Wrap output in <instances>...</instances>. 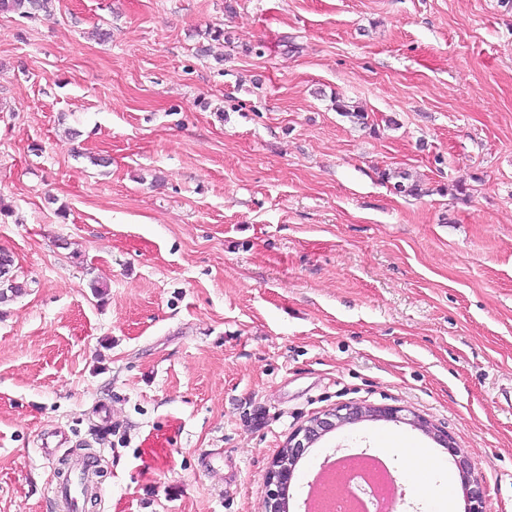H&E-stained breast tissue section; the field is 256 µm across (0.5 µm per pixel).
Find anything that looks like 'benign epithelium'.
<instances>
[{"label":"benign epithelium","mask_w":512,"mask_h":512,"mask_svg":"<svg viewBox=\"0 0 512 512\" xmlns=\"http://www.w3.org/2000/svg\"><path fill=\"white\" fill-rule=\"evenodd\" d=\"M400 412L401 409L395 406H364L348 402L311 417L306 424L294 430L288 437L287 445L272 460L265 477L266 491L261 505L262 512H288V505L284 500L285 490L292 483L294 469L310 445L338 426L363 420L396 421ZM434 437L455 457V463L463 474L468 512H484L485 479L476 475L475 466L468 457L457 456L448 435L438 432Z\"/></svg>","instance_id":"benign-epithelium-1"}]
</instances>
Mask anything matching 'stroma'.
Returning <instances> with one entry per match:
<instances>
[{
	"label": "stroma",
	"instance_id": "35a3bbf8",
	"mask_svg": "<svg viewBox=\"0 0 512 512\" xmlns=\"http://www.w3.org/2000/svg\"><path fill=\"white\" fill-rule=\"evenodd\" d=\"M0 200L26 285L0 305V512H57L55 431L101 456L80 512H261L289 435L344 402L430 429L327 433L290 512L326 457L391 437L447 457L436 430L484 477L485 512H512L505 0L0 12ZM388 459L401 512H427L436 475Z\"/></svg>",
	"mask_w": 512,
	"mask_h": 512
}]
</instances>
